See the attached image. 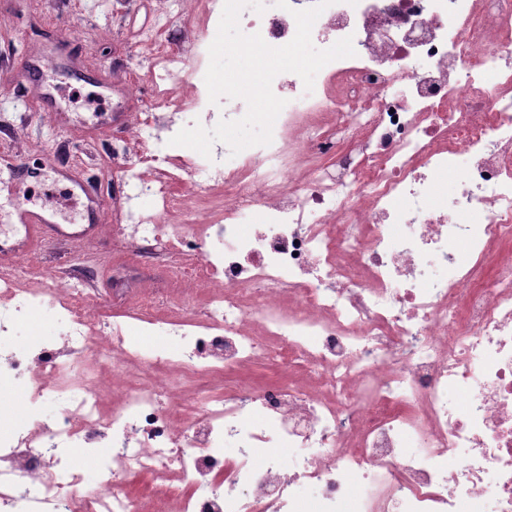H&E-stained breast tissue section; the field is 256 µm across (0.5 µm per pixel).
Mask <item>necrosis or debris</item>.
Instances as JSON below:
<instances>
[{"label":"necrosis or debris","mask_w":512,"mask_h":512,"mask_svg":"<svg viewBox=\"0 0 512 512\" xmlns=\"http://www.w3.org/2000/svg\"><path fill=\"white\" fill-rule=\"evenodd\" d=\"M264 2L240 26L279 47L314 0ZM223 6L162 0L137 38L166 82L153 111L119 126L129 145L160 146L127 168L114 203L129 223L112 237L146 259L173 254L172 293L118 280L134 320L104 318L86 240L72 248L75 276L36 253L0 268L13 300L0 335L43 305L63 324L55 344L0 354V379L62 406L56 421L0 435V512H512V0H336L311 35L322 49L352 37L354 56L309 91L275 77L287 104L269 145L183 163L165 148L181 125L164 113L209 125L247 111L210 104L204 83ZM186 77L195 92L181 99ZM447 178L453 191L437 194ZM430 260L447 276L428 278ZM160 324L177 349L132 341L133 327ZM260 358L287 381L256 394L200 383ZM82 452L98 461L93 494L71 463ZM135 475L194 490L136 497ZM303 478L317 491L299 502Z\"/></svg>","instance_id":"4bbe7bcc"}]
</instances>
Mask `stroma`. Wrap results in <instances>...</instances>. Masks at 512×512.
<instances>
[{
	"instance_id": "35a3bbf8",
	"label": "stroma",
	"mask_w": 512,
	"mask_h": 512,
	"mask_svg": "<svg viewBox=\"0 0 512 512\" xmlns=\"http://www.w3.org/2000/svg\"><path fill=\"white\" fill-rule=\"evenodd\" d=\"M156 5V0H23L18 6L13 28L0 38V58L9 59L12 74L10 82L0 83V129L16 130L27 144L23 157L31 176L17 183L8 171L0 169V225L9 224L20 204L34 209L49 204L55 206L59 223H83L86 200L77 188L81 182L102 193V223H125L124 213L112 205L113 197L122 190L121 179L115 176L103 180L101 166L117 155L134 158L136 150L112 127L103 125L83 100L95 92L105 101L109 86L133 77L150 79V52L135 42L133 32ZM100 28L110 29L111 43L95 39L94 33ZM65 34L71 38L66 50L68 62L46 70L44 81L69 121L52 130L45 124L44 113L38 112L34 103L24 102L18 88L23 63L43 49L59 46ZM61 153L76 155L80 160L78 166L70 168L66 180L51 167ZM97 253L99 269L90 286L105 303L104 316L124 321L126 312L110 303L111 268L122 266L133 276L150 280L160 277L165 261L143 262L132 248L115 253L107 236L99 237ZM60 331L61 322L54 309L44 306L18 321L10 335L0 339V350L9 352L38 339L53 343L58 341Z\"/></svg>"
}]
</instances>
